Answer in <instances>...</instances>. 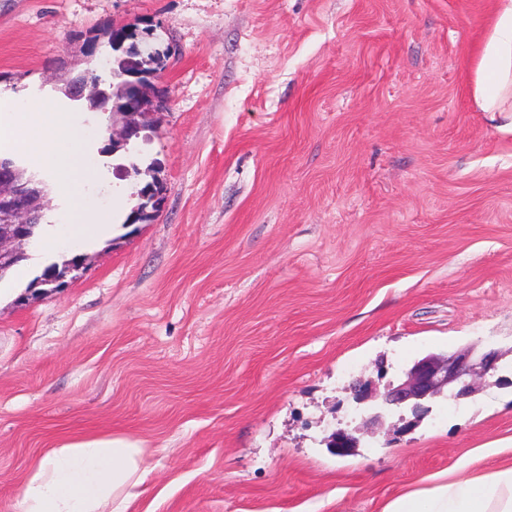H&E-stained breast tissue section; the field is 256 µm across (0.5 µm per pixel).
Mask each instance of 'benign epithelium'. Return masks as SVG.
I'll list each match as a JSON object with an SVG mask.
<instances>
[{
  "instance_id": "benign-epithelium-1",
  "label": "benign epithelium",
  "mask_w": 512,
  "mask_h": 512,
  "mask_svg": "<svg viewBox=\"0 0 512 512\" xmlns=\"http://www.w3.org/2000/svg\"><path fill=\"white\" fill-rule=\"evenodd\" d=\"M161 89L152 94L138 82L129 85V96L123 107L111 113L112 147L129 144L145 128L147 118L166 107ZM44 208L43 195L29 189L18 169L8 159H0V272L29 258L25 246L33 242L34 225L40 223ZM84 258H78L63 272H48L34 287L46 286L55 291L65 286L67 274L83 269ZM499 355L488 351L479 358L469 350L446 357L428 355L412 365L402 383L387 387L378 407L390 409L409 405L416 414L425 411L423 401L448 390V397L458 400L473 393L472 378L496 370Z\"/></svg>"
}]
</instances>
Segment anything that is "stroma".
Listing matches in <instances>:
<instances>
[{"mask_svg": "<svg viewBox=\"0 0 512 512\" xmlns=\"http://www.w3.org/2000/svg\"><path fill=\"white\" fill-rule=\"evenodd\" d=\"M495 6L0 0L5 92L109 76L86 40L111 27L169 52L143 138L83 131L112 238L66 288L0 299V512L66 435L143 441L129 512H381L512 462V116L473 98ZM154 160L164 204L126 223ZM463 350L501 356L467 398L378 422L355 401Z\"/></svg>", "mask_w": 512, "mask_h": 512, "instance_id": "35a3bbf8", "label": "stroma"}]
</instances>
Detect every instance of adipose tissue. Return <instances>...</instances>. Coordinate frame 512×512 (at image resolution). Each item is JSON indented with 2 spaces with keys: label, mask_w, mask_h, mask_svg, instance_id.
<instances>
[{
  "label": "adipose tissue",
  "mask_w": 512,
  "mask_h": 512,
  "mask_svg": "<svg viewBox=\"0 0 512 512\" xmlns=\"http://www.w3.org/2000/svg\"><path fill=\"white\" fill-rule=\"evenodd\" d=\"M474 100L484 112H512V0H496L475 76ZM79 110L50 94L0 96V155L41 158L53 191L74 219L41 225L42 257L90 248L111 238L112 217L90 209L78 192L91 173L82 159ZM147 472L141 442L125 435H85L56 442L23 480L17 512H126L131 487ZM382 512H512V464L475 478L458 469L433 487L406 492Z\"/></svg>",
  "instance_id": "adipose-tissue-1"
}]
</instances>
